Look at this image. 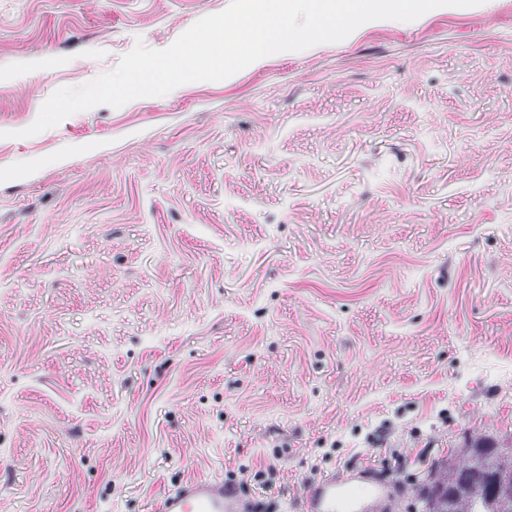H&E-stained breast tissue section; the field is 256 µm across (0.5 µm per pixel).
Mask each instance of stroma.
<instances>
[{"mask_svg":"<svg viewBox=\"0 0 512 512\" xmlns=\"http://www.w3.org/2000/svg\"><path fill=\"white\" fill-rule=\"evenodd\" d=\"M229 3L0 0V512H296L367 465L421 512L512 440V0L19 137ZM254 499L223 478H192L162 498L159 512H253Z\"/></svg>","mask_w":512,"mask_h":512,"instance_id":"obj_1","label":"stroma"}]
</instances>
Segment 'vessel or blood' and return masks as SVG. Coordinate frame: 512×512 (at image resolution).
Returning a JSON list of instances; mask_svg holds the SVG:
<instances>
[{
	"label": "vessel or blood",
	"instance_id": "vessel-or-blood-1",
	"mask_svg": "<svg viewBox=\"0 0 512 512\" xmlns=\"http://www.w3.org/2000/svg\"><path fill=\"white\" fill-rule=\"evenodd\" d=\"M385 484L356 496L348 477L329 476L301 498L300 512H378L387 496ZM255 502L241 495L235 484L221 478H192L177 485L162 498L158 512H253Z\"/></svg>",
	"mask_w": 512,
	"mask_h": 512
}]
</instances>
